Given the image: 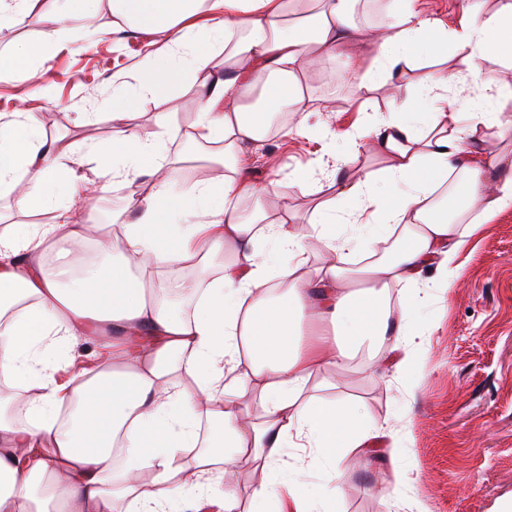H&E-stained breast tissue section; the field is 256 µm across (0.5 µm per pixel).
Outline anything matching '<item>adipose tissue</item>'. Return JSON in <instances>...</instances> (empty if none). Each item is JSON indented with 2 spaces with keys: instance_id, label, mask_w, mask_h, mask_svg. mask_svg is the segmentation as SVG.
Instances as JSON below:
<instances>
[{
  "instance_id": "1",
  "label": "adipose tissue",
  "mask_w": 512,
  "mask_h": 512,
  "mask_svg": "<svg viewBox=\"0 0 512 512\" xmlns=\"http://www.w3.org/2000/svg\"><path fill=\"white\" fill-rule=\"evenodd\" d=\"M98 2L0 0V29L35 10L43 24L39 40L0 54V82L35 74L68 38L65 20L97 19ZM356 2L109 0L113 15L162 37L164 48L140 61L134 92L113 90V120L141 127L91 143V177L64 165L70 144L47 135L34 113L0 115V197H13L24 215L55 213L51 223L0 233V512H240L227 475L250 464L278 476L252 486V512H263L281 482L296 512H315L299 471L281 467L288 448L325 459L332 474L320 494L340 495L338 464L364 437L352 431L355 410L319 400L310 380L349 368L365 345L406 352L407 288L427 268L451 285L470 232L512 207V150L469 151L487 130L512 127V114L449 112L452 76L437 69L415 87L423 120L395 111L360 128L358 139L370 140L385 167L356 176L340 159L320 177L293 171L292 181L312 183L321 196L311 233L285 216H244L241 201L279 193L277 182L249 179V147L271 114L300 111L308 62L360 43ZM511 41L512 0L490 10L466 0L451 28L421 14L416 0H393L352 73L364 93L415 56L438 53L511 96V85L476 63ZM185 81L201 98L186 139L223 144L224 174L179 192L163 174L164 121L143 116L138 102ZM255 88L259 104H246ZM101 175L115 186L142 177L153 184L113 213V233L99 243L111 265L84 266L78 254L103 229L89 203ZM448 183L477 213L468 231L437 202ZM75 208L85 221L72 222ZM380 236L392 239L389 252L353 267L354 245ZM261 243L274 247L276 269L259 260ZM313 243L323 253L315 269ZM188 264L196 280H167ZM84 341L96 346L87 362L71 356ZM252 396L261 401L255 416L246 406Z\"/></svg>"
}]
</instances>
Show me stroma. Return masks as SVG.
Segmentation results:
<instances>
[{
  "label": "stroma",
  "instance_id": "1",
  "mask_svg": "<svg viewBox=\"0 0 512 512\" xmlns=\"http://www.w3.org/2000/svg\"><path fill=\"white\" fill-rule=\"evenodd\" d=\"M100 25L66 20L76 33L49 55L51 96L23 77L0 83V113L26 107L38 113L49 135L64 137L73 151L64 163L84 171L96 162L89 142L117 137L121 125L103 113L101 103L116 85L134 81L148 35L121 18L101 15ZM446 65L460 73L448 97L463 112L512 113V98L497 105L466 79L462 60H417L397 73L401 85ZM344 59L310 71L303 103L304 124L289 120V130L265 137L251 148L249 166L256 183L279 181V197L245 202L268 219L291 211L308 229L314 206L306 186L290 181L293 170H321L325 142L348 146L366 114L388 115L392 106L414 111L413 97L391 103L386 89L358 95L355 79L330 80L328 70L343 71ZM196 85L183 83L167 99L140 101L146 112L165 115L170 154L189 148L183 137L200 110ZM461 269L450 289L433 272H424L425 303L412 307L409 348L412 362L401 372L387 365L341 373L325 370L310 382L314 395L337 408H359L364 423L386 424L390 434L368 439L365 452L346 458L342 494L325 512H512V209H505L469 238ZM397 458H390L391 441ZM408 470L411 481L398 483L395 472Z\"/></svg>",
  "mask_w": 512,
  "mask_h": 512
}]
</instances>
